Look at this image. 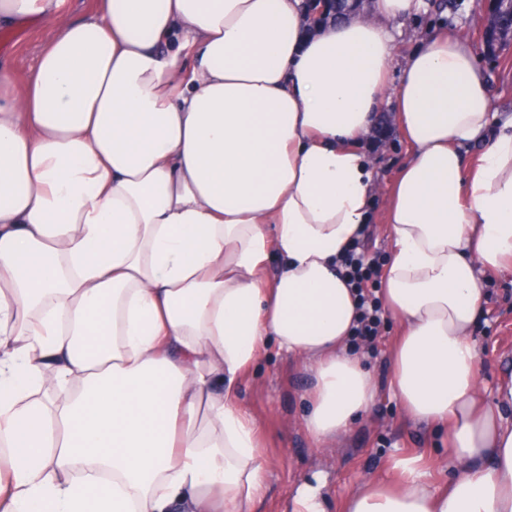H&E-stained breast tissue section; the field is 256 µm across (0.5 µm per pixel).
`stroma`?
Listing matches in <instances>:
<instances>
[{
    "label": "stroma",
    "mask_w": 512,
    "mask_h": 512,
    "mask_svg": "<svg viewBox=\"0 0 512 512\" xmlns=\"http://www.w3.org/2000/svg\"><path fill=\"white\" fill-rule=\"evenodd\" d=\"M396 36L391 78L402 75L401 60L416 51L429 35L448 28L467 33L489 84L496 110L512 113V33L500 35L486 0H423L419 12L390 21ZM49 33L31 20L0 29V63L13 69L18 80L30 77ZM378 181L375 211H382L393 179L408 160L407 145L398 128H391L383 145H366ZM486 301L476 315L471 336L478 353L479 385L484 401L495 405L494 390L512 378V272L486 279ZM399 324L383 317L371 347L358 354L371 374L377 397L374 404L331 444L314 442L304 418L310 372L268 342L244 378L240 405L258 429L260 458L267 471V493L258 512H283L288 494L304 485H318L324 495V512H344L352 491L368 480L387 477L393 460L423 455V464L435 486L447 484L448 440L434 426L408 418L391 386L390 351Z\"/></svg>",
    "instance_id": "obj_1"
}]
</instances>
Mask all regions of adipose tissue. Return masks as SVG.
Masks as SVG:
<instances>
[{
    "instance_id": "obj_1",
    "label": "adipose tissue",
    "mask_w": 512,
    "mask_h": 512,
    "mask_svg": "<svg viewBox=\"0 0 512 512\" xmlns=\"http://www.w3.org/2000/svg\"><path fill=\"white\" fill-rule=\"evenodd\" d=\"M421 5L321 25L300 0H100L82 19L0 0V26L50 32L25 82L0 67V512H256L237 391L270 340L312 373L316 441L368 409L339 259L370 220L361 142L385 106L410 151L382 215L392 389L446 429L451 478L430 489L403 458L344 512H512V418L483 405L469 336L512 268V115L461 34L389 84L383 22Z\"/></svg>"
}]
</instances>
